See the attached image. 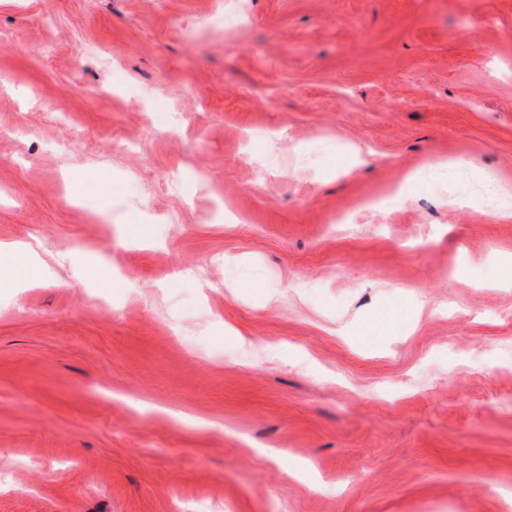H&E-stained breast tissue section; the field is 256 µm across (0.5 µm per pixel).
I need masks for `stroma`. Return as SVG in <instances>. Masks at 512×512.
Wrapping results in <instances>:
<instances>
[{
	"label": "stroma",
	"instance_id": "stroma-1",
	"mask_svg": "<svg viewBox=\"0 0 512 512\" xmlns=\"http://www.w3.org/2000/svg\"><path fill=\"white\" fill-rule=\"evenodd\" d=\"M499 184L512 0H0V512H512ZM1 268H4V283L17 282L23 286L42 281L49 269L37 260L31 247L22 243L0 245V285ZM67 260L76 278L94 283L98 288H112V257L99 256L92 259L76 248L67 255Z\"/></svg>",
	"mask_w": 512,
	"mask_h": 512
}]
</instances>
